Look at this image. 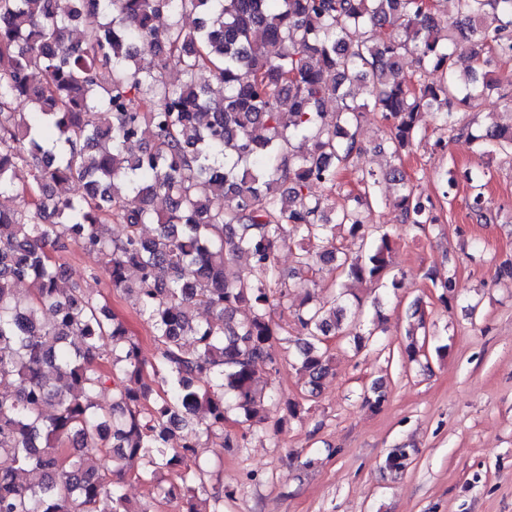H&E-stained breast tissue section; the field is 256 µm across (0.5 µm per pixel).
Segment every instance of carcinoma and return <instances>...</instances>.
Instances as JSON below:
<instances>
[{"instance_id":"obj_1","label":"carcinoma","mask_w":512,"mask_h":512,"mask_svg":"<svg viewBox=\"0 0 512 512\" xmlns=\"http://www.w3.org/2000/svg\"><path fill=\"white\" fill-rule=\"evenodd\" d=\"M494 57L512 59V0H453L446 18L421 0H0V512H97L104 498L112 512H151L119 491L128 472L186 512H223L192 460L202 436L261 424L272 402L299 417L302 403L268 387L277 346L313 393L333 371L328 337L358 348L386 332L380 301L368 327L344 288L397 287L395 240L370 221L375 188L396 189L401 223L438 221L400 165L357 171V191L332 208L311 187L332 190L354 169L370 110L398 161L427 114L437 146L464 136L481 157L512 154V129L455 118L460 105L512 102L482 71ZM112 222L122 233L107 238ZM71 240L151 325L154 364L106 303L69 284L59 252ZM240 260L246 273L226 276ZM325 266L339 272L330 302L315 293ZM431 282L441 302L455 298L454 273ZM278 305L299 336L273 320ZM105 388L109 411L95 401ZM410 463L411 449L393 448L384 468Z\"/></svg>"}]
</instances>
